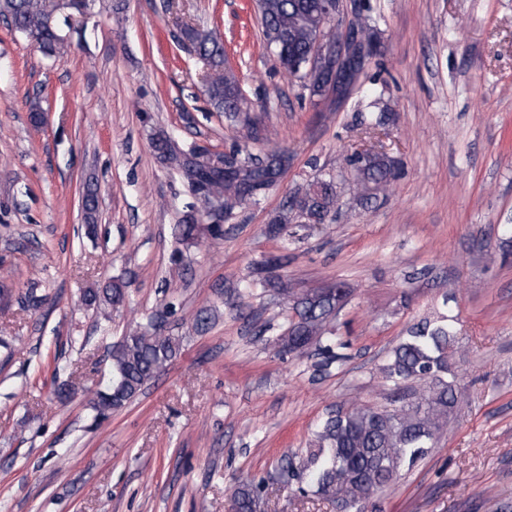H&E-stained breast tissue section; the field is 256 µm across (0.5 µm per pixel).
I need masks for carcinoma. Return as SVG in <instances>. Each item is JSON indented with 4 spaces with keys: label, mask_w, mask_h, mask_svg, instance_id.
Here are the masks:
<instances>
[{
    "label": "carcinoma",
    "mask_w": 512,
    "mask_h": 512,
    "mask_svg": "<svg viewBox=\"0 0 512 512\" xmlns=\"http://www.w3.org/2000/svg\"><path fill=\"white\" fill-rule=\"evenodd\" d=\"M83 0H0V16L15 29L30 37L39 51L48 57H60L67 51V36L50 15L81 13ZM262 32L280 66L303 83L312 96L322 94L328 84L323 72L308 77L298 72L294 63L307 58L317 35L335 37L322 25L318 0H258ZM182 41L201 57L209 67L205 92L214 108L237 127L243 143L257 141L263 131L260 117L249 112L239 82L224 54V45L210 34L186 25ZM157 159L177 169L206 179L207 192L198 196L197 213L186 216L174 228L175 239L189 245L206 231L217 238L224 235L223 225L205 227L198 216L211 218L213 196L222 199L224 216L248 203L260 200L272 190L292 160L286 150H277L264 157L249 153L242 143L230 151L216 154L224 159V168L210 167V154L194 148L187 151L175 147L161 135L152 137ZM358 167L360 176L356 193L362 200H371L401 174V163L385 154L363 159L347 157ZM339 194L332 175L315 177L285 198L279 214L268 227L273 237H293L292 224H328L336 211ZM86 234L96 230L97 199L92 191L83 198ZM281 258L270 257L253 271L252 284L261 288H277L292 298L293 316L287 332L267 337L266 342L288 352H304L317 345L320 357L318 371L327 373L345 359L340 347L327 336L332 323L352 289L338 282L327 288L294 293L283 287L275 271ZM131 280L117 277L101 289H88L84 302L95 308L118 309L128 298ZM165 313L159 312L138 324L112 348L110 355L112 383L97 394L93 409L99 419L133 402L145 385L154 379L182 348V337L164 328ZM457 343L454 320L448 316L426 319L413 325L380 368L385 382L397 390L409 382L420 389L410 396L398 398L391 410H379L366 404H353L329 415L314 434L307 454L299 462L287 461L281 467L294 471L299 490L314 493L334 502L342 512L374 498L388 487L400 471L410 468L435 446L448 426V417L459 399L457 377L451 370L449 357ZM267 480L240 484L233 492V512H257Z\"/></svg>",
    "instance_id": "cac0c4a2"
}]
</instances>
